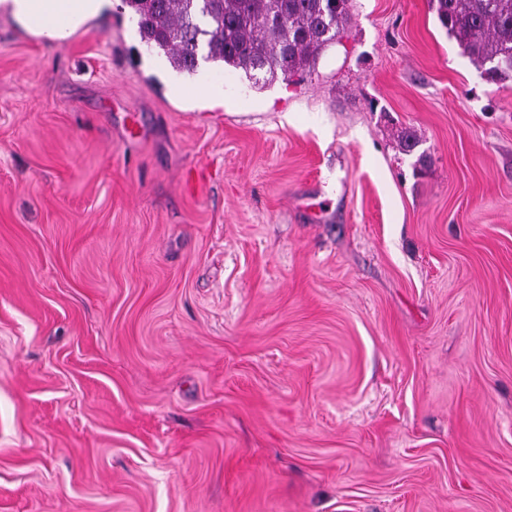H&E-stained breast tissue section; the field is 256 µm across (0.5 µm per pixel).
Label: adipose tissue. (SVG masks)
I'll list each match as a JSON object with an SVG mask.
<instances>
[{"label": "adipose tissue", "instance_id": "adipose-tissue-1", "mask_svg": "<svg viewBox=\"0 0 512 512\" xmlns=\"http://www.w3.org/2000/svg\"><path fill=\"white\" fill-rule=\"evenodd\" d=\"M112 10V0H0L9 15L29 34L63 40Z\"/></svg>", "mask_w": 512, "mask_h": 512}]
</instances>
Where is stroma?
<instances>
[{
    "label": "stroma",
    "instance_id": "35a3bbf8",
    "mask_svg": "<svg viewBox=\"0 0 512 512\" xmlns=\"http://www.w3.org/2000/svg\"><path fill=\"white\" fill-rule=\"evenodd\" d=\"M0 512H512V79L430 0L264 89L0 13Z\"/></svg>",
    "mask_w": 512,
    "mask_h": 512
}]
</instances>
